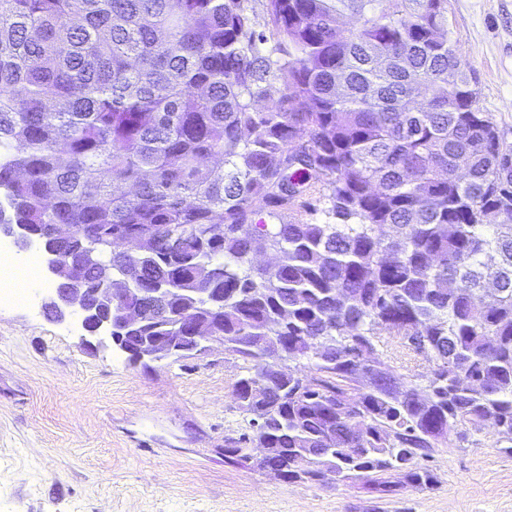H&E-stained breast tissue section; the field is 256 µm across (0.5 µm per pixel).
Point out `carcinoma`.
Listing matches in <instances>:
<instances>
[{"mask_svg":"<svg viewBox=\"0 0 512 512\" xmlns=\"http://www.w3.org/2000/svg\"><path fill=\"white\" fill-rule=\"evenodd\" d=\"M244 2L0 0V226L88 288L171 289L127 349L186 316L224 337L259 429L226 461L429 488L448 429L512 443V146L447 0H267L271 45ZM320 186L334 224L294 209ZM381 336L431 363L424 397Z\"/></svg>","mask_w":512,"mask_h":512,"instance_id":"1","label":"carcinoma"}]
</instances>
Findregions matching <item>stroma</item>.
Segmentation results:
<instances>
[{
  "mask_svg": "<svg viewBox=\"0 0 512 512\" xmlns=\"http://www.w3.org/2000/svg\"><path fill=\"white\" fill-rule=\"evenodd\" d=\"M478 105L512 146V0H448ZM41 306L0 304V512H512V449L488 427L428 464L433 488L380 499L357 482L286 483L224 460L249 432L222 345L130 364Z\"/></svg>",
  "mask_w": 512,
  "mask_h": 512,
  "instance_id": "35a3bbf8",
  "label": "stroma"
}]
</instances>
